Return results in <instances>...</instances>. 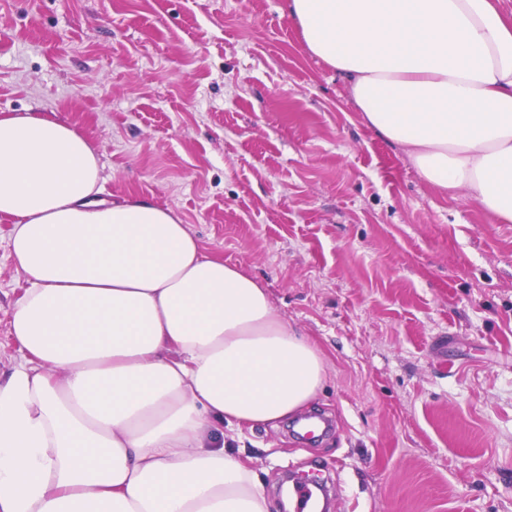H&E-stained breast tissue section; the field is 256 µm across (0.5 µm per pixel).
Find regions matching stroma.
I'll use <instances>...</instances> for the list:
<instances>
[{
  "mask_svg": "<svg viewBox=\"0 0 512 512\" xmlns=\"http://www.w3.org/2000/svg\"><path fill=\"white\" fill-rule=\"evenodd\" d=\"M76 126L102 195L171 209L321 352L334 429H224L283 512H512V223L443 197L364 124L283 0H0V115ZM0 216V371L27 283ZM318 482L306 479L296 486L290 485L288 497L292 504L293 512H318L320 509V497Z\"/></svg>",
  "mask_w": 512,
  "mask_h": 512,
  "instance_id": "stroma-1",
  "label": "stroma"
}]
</instances>
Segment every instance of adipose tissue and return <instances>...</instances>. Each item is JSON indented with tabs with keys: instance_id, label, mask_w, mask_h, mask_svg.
Returning <instances> with one entry per match:
<instances>
[{
	"instance_id": "ef3b65f1",
	"label": "adipose tissue",
	"mask_w": 512,
	"mask_h": 512,
	"mask_svg": "<svg viewBox=\"0 0 512 512\" xmlns=\"http://www.w3.org/2000/svg\"><path fill=\"white\" fill-rule=\"evenodd\" d=\"M366 125L443 194L512 222V16L500 0H284ZM84 134L0 118V214L28 286L0 375V512H269L224 427L277 425L323 384L266 288L171 211L101 198Z\"/></svg>"
}]
</instances>
